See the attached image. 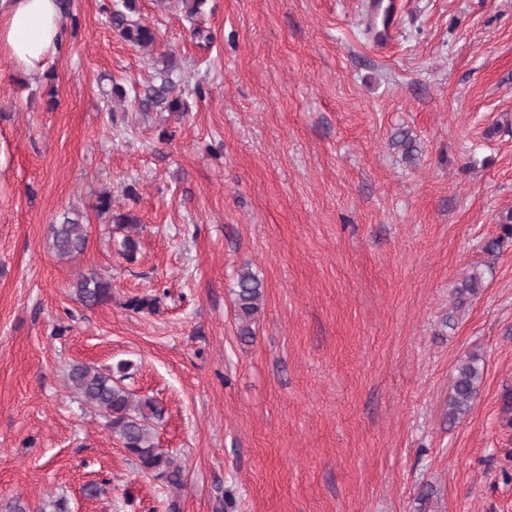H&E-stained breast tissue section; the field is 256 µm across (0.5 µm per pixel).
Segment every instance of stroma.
<instances>
[{"label":"stroma","mask_w":512,"mask_h":512,"mask_svg":"<svg viewBox=\"0 0 512 512\" xmlns=\"http://www.w3.org/2000/svg\"><path fill=\"white\" fill-rule=\"evenodd\" d=\"M117 2L70 0L39 75L0 53V512H512V242L485 250L512 211V0H400L382 52L367 0H137L147 49ZM166 53L177 112L144 102ZM66 213L71 259L50 246ZM244 266L263 284L246 340ZM91 271L112 299L88 310ZM470 355L483 382L452 422ZM120 361L165 408L181 487L68 384ZM112 25L119 31L124 40L132 45L148 48L156 41L154 31L145 25L129 21L127 14L122 10H113L111 14ZM61 224L52 227V249L59 257H71L83 252L86 245V234L79 217H63ZM75 292L85 308L93 309L111 301L112 283L95 272L81 274L75 283ZM482 378L483 368L477 356L470 355L460 361L448 398L449 419H456L469 410ZM10 508L12 512H70L68 501L64 497L52 498L36 508H31L28 503L17 499Z\"/></svg>","instance_id":"1"}]
</instances>
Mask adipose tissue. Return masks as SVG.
Returning a JSON list of instances; mask_svg holds the SVG:
<instances>
[{
	"label": "adipose tissue",
	"mask_w": 512,
	"mask_h": 512,
	"mask_svg": "<svg viewBox=\"0 0 512 512\" xmlns=\"http://www.w3.org/2000/svg\"><path fill=\"white\" fill-rule=\"evenodd\" d=\"M59 0H0V50L32 76L60 53L66 34Z\"/></svg>",
	"instance_id": "adipose-tissue-1"
}]
</instances>
